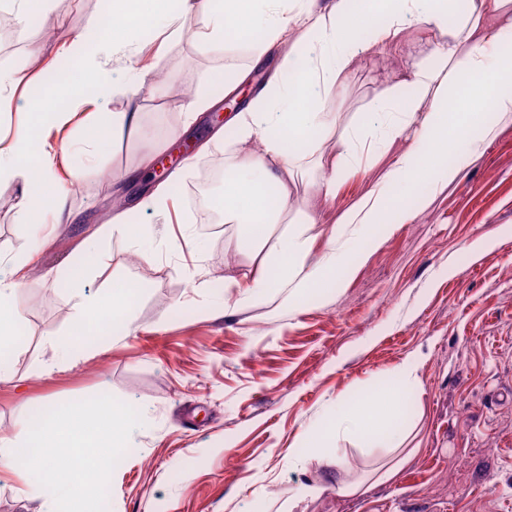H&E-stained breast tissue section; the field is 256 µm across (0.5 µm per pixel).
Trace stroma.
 Returning a JSON list of instances; mask_svg holds the SVG:
<instances>
[{
	"instance_id": "1",
	"label": "stroma",
	"mask_w": 512,
	"mask_h": 512,
	"mask_svg": "<svg viewBox=\"0 0 512 512\" xmlns=\"http://www.w3.org/2000/svg\"><path fill=\"white\" fill-rule=\"evenodd\" d=\"M53 26L10 25L0 35V138L17 142L14 107L40 101L64 69L66 49L91 21L107 22L104 0H55ZM164 16L146 23L153 34L126 59L139 76L140 133L80 150L87 125L73 123L74 141L55 173L76 224L21 220L18 202L36 190L32 176L0 189V278L21 288L12 309L26 334L14 350L13 382L0 383V435L26 436L37 405L59 406L110 395L136 408L143 423L114 468L110 512H512V118L501 121L481 154L459 161L448 188L400 190L413 219L399 224L366 253L339 287L284 307L280 298L244 304L241 285L275 275L266 250L244 248L242 227L203 229L185 198L217 148L207 118L187 124L179 108L201 91H224L225 75L250 69L248 43L198 40L203 12L185 16L188 37L158 35ZM40 40L31 60L27 46ZM404 52L361 49L353 69L322 98L340 137L376 127L375 104L407 57L423 58L443 40L439 31L408 24ZM164 72V80L153 77ZM181 130L185 160L163 182L143 177L116 189L115 172L142 165L146 145ZM408 141L389 151H362L336 196L324 199L319 172L293 193V210L314 211L310 262L331 245L338 214L379 182ZM164 188L168 219L154 194ZM134 208L136 240L104 232L115 200ZM487 237L495 247L475 252ZM152 265L141 263V256ZM28 257L21 271L17 258ZM121 278L135 286L118 328L98 343L53 357L48 344H70L78 296L91 297ZM413 412L405 422L415 453L388 483L341 498L336 482L359 478L381 458V441L361 445L340 437L312 449L292 467L303 438L322 429L337 405L381 382L399 383L410 360ZM345 462L330 479L323 459ZM315 496H306V486ZM296 508H289V500ZM27 475L0 476V512H38Z\"/></svg>"
}]
</instances>
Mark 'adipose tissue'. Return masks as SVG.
<instances>
[{
	"label": "adipose tissue",
	"mask_w": 512,
	"mask_h": 512,
	"mask_svg": "<svg viewBox=\"0 0 512 512\" xmlns=\"http://www.w3.org/2000/svg\"><path fill=\"white\" fill-rule=\"evenodd\" d=\"M110 28L89 42L79 38L69 47L71 58L79 61L103 90H111L110 70L94 60L97 50L116 57L136 51L126 34L137 27L149 12H161L167 0H107ZM457 0H295L294 15H287L284 0H223L212 11L210 27L203 38L212 43L224 40V21L244 20L262 14L263 39L253 47L252 62L261 64L268 55L282 54L284 76L266 84L247 108L231 119L230 145L237 156L224 167V221L243 225L246 244L268 250L267 260L279 270L276 277L259 275L248 283L243 301L285 294L296 303L315 290L332 288L350 275L355 258L377 247L380 233L394 225L409 223L413 212L393 195L396 187L428 182L445 187L458 176L448 165V154L472 130L490 139L497 119L512 114V60L499 55L498 41L512 35V0H469L467 12L456 25H449ZM438 29L448 36L429 59L412 61L404 78L388 88L377 102L385 120L373 136L381 148L412 136L413 144L395 158L381 183L340 214L332 237V248L319 263L308 266L316 218L312 212L291 214V196L298 175L308 166H321L325 142L313 137L315 129L327 128L329 117L316 87L347 75L356 62L357 35L365 43L383 51L396 49L398 37L408 21ZM124 92L131 106L124 112H97L91 124L93 143L112 138L115 133L140 130V114L135 104L136 79H128ZM50 103L26 106L19 120L38 126L52 109L51 102L64 98L73 106L84 103L82 82L72 72H63L52 87ZM259 153H248L253 142ZM59 148L40 137L25 146L0 147V187L38 169L45 187L43 196L21 199L19 208L25 223H37L44 210H51L57 224H72L76 214L67 205V193L53 180V164ZM286 225L279 237L271 227ZM132 296L126 281H113L105 297H88L78 304L82 327L98 324L105 308L120 312ZM402 415L398 387L385 383L339 407L326 425L325 434L316 435L313 445L326 437L352 436L362 440L384 439L390 456L370 474L373 484L389 481L406 464L412 449L394 424Z\"/></svg>",
	"instance_id": "obj_1"
}]
</instances>
